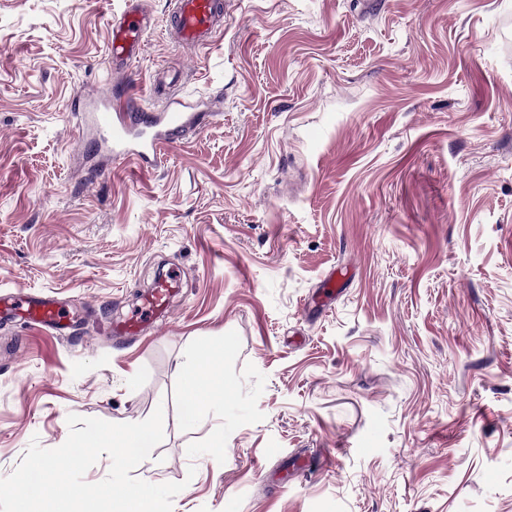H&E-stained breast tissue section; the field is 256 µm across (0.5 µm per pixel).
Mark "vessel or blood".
I'll list each match as a JSON object with an SVG mask.
<instances>
[{
  "label": "vessel or blood",
  "mask_w": 512,
  "mask_h": 512,
  "mask_svg": "<svg viewBox=\"0 0 512 512\" xmlns=\"http://www.w3.org/2000/svg\"><path fill=\"white\" fill-rule=\"evenodd\" d=\"M148 21L136 7H129L112 21V60L121 62L139 49ZM224 25V0H171L170 35L182 47L208 45L215 29ZM208 116L201 103L170 96L157 108L129 110L115 105L111 94L95 89L90 96L89 123L107 157L134 161L148 170L160 165L166 148L200 130ZM178 278L159 280L143 297L135 314L114 323L117 336L138 334L146 319L166 312ZM20 318L40 328L65 335L71 327L67 311L53 299L22 294L0 296V318Z\"/></svg>",
  "instance_id": "obj_1"
}]
</instances>
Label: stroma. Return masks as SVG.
Masks as SVG:
<instances>
[{"mask_svg":"<svg viewBox=\"0 0 512 512\" xmlns=\"http://www.w3.org/2000/svg\"><path fill=\"white\" fill-rule=\"evenodd\" d=\"M141 2L119 71L125 0H0V293L73 315L0 321V478L68 415L160 408L132 475L183 483L172 512H512V0H224L193 52ZM165 73L222 115L93 178L78 91L144 108ZM166 272L168 313L112 335ZM220 343L224 404L184 425ZM130 7L112 21V63L117 64L134 54L139 49L147 18L134 5L136 0H129ZM20 318L42 329L65 336L71 327V317L53 299L22 294L17 297L0 296V318Z\"/></svg>","mask_w":512,"mask_h":512,"instance_id":"1","label":"stroma"}]
</instances>
